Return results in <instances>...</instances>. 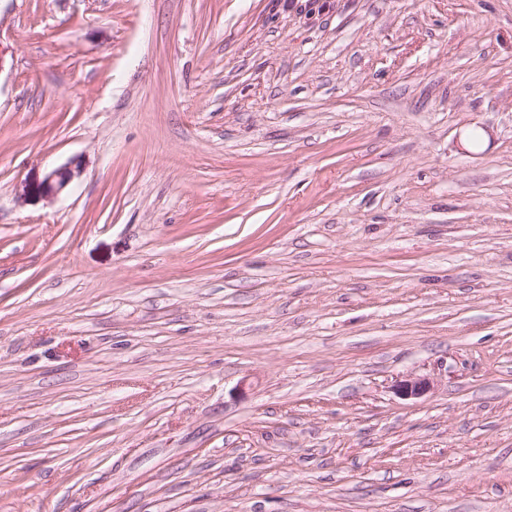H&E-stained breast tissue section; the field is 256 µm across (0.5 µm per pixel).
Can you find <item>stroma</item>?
<instances>
[{
  "mask_svg": "<svg viewBox=\"0 0 512 512\" xmlns=\"http://www.w3.org/2000/svg\"><path fill=\"white\" fill-rule=\"evenodd\" d=\"M0 512H512V0H0ZM72 166H63L50 170L43 181L37 186L38 194L54 198L64 192L75 176Z\"/></svg>",
  "mask_w": 512,
  "mask_h": 512,
  "instance_id": "35a3bbf8",
  "label": "stroma"
}]
</instances>
